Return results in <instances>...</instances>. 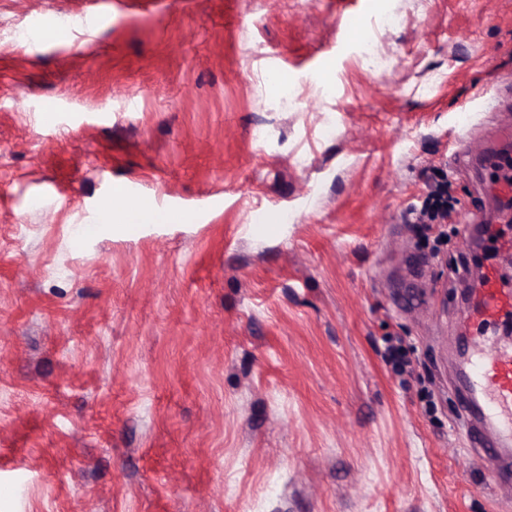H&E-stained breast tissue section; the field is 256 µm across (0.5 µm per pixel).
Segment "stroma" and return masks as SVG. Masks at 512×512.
Listing matches in <instances>:
<instances>
[{"mask_svg": "<svg viewBox=\"0 0 512 512\" xmlns=\"http://www.w3.org/2000/svg\"><path fill=\"white\" fill-rule=\"evenodd\" d=\"M508 123L512 0H0V512H512L455 422Z\"/></svg>", "mask_w": 512, "mask_h": 512, "instance_id": "35a3bbf8", "label": "stroma"}]
</instances>
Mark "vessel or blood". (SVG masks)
I'll list each match as a JSON object with an SVG mask.
<instances>
[{"label":"vessel or blood","instance_id":"1","mask_svg":"<svg viewBox=\"0 0 512 512\" xmlns=\"http://www.w3.org/2000/svg\"><path fill=\"white\" fill-rule=\"evenodd\" d=\"M504 314L512 315V291H503L494 277H486L477 320L495 323ZM458 404L471 445L493 463L490 483H511L512 347L473 354L466 366V390L459 393Z\"/></svg>","mask_w":512,"mask_h":512}]
</instances>
